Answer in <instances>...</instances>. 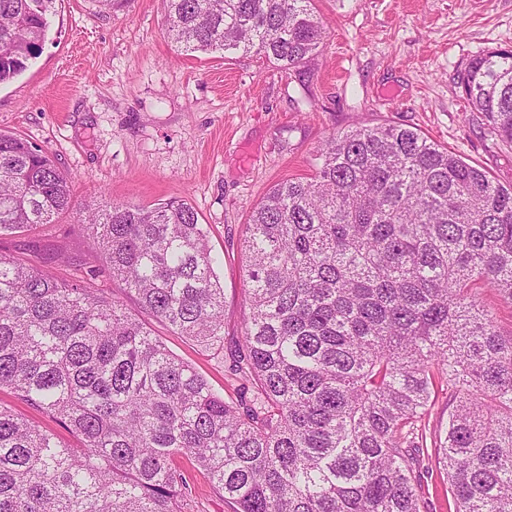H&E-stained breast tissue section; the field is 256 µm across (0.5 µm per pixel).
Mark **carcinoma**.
<instances>
[{
  "label": "carcinoma",
  "mask_w": 512,
  "mask_h": 512,
  "mask_svg": "<svg viewBox=\"0 0 512 512\" xmlns=\"http://www.w3.org/2000/svg\"><path fill=\"white\" fill-rule=\"evenodd\" d=\"M190 53L298 70L326 35L313 0H165ZM55 0H0V84L40 52ZM460 85L512 144V50ZM307 180L276 184L246 224L244 333L227 401L170 352L148 314L224 349V286L207 228L181 200L81 211L132 309L0 254V388L73 446L0 405V512H188L185 458L237 512H421L426 460L456 512H512V186L415 129L330 133ZM73 190L47 152L0 133V236L53 224ZM448 421L427 438L436 392ZM481 297L485 306L493 313L498 330L509 336L512 333V304L489 289L482 290ZM0 404L15 408L22 413L27 419L37 425L40 429L56 434L60 439L66 442H72V436L55 421L43 416L35 409L20 403L11 391L4 387L0 388Z\"/></svg>",
  "instance_id": "1"
}]
</instances>
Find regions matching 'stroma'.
Listing matches in <instances>:
<instances>
[{
  "mask_svg": "<svg viewBox=\"0 0 512 512\" xmlns=\"http://www.w3.org/2000/svg\"><path fill=\"white\" fill-rule=\"evenodd\" d=\"M327 25L308 68L249 53H190L167 38L162 0H56L38 58L0 85V131L45 149L77 207L190 204L224 262V346L243 334V234L277 183L309 178L330 132L396 124L512 186V145L471 109L472 57L512 49V0H315ZM0 252L73 279L102 259L61 217L0 236ZM169 349L227 390L222 355L149 322Z\"/></svg>",
  "mask_w": 512,
  "mask_h": 512,
  "instance_id": "stroma-1",
  "label": "stroma"
}]
</instances>
